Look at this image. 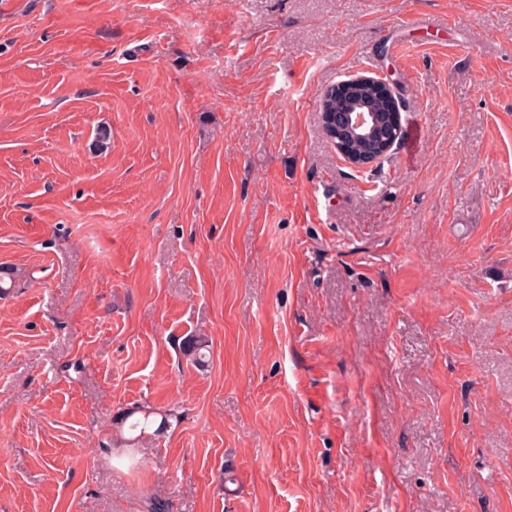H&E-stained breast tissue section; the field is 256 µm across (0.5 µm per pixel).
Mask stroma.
<instances>
[{
    "instance_id": "stroma-1",
    "label": "stroma",
    "mask_w": 512,
    "mask_h": 512,
    "mask_svg": "<svg viewBox=\"0 0 512 512\" xmlns=\"http://www.w3.org/2000/svg\"><path fill=\"white\" fill-rule=\"evenodd\" d=\"M2 263L0 512H512V0H0ZM347 82H371L377 83L381 86L382 97L387 98L392 106L393 112H396L397 118L401 121V113H400V100L397 95V90L393 81L386 78H374L370 76H354L349 79H345L340 81L336 85H332V87L336 86V95H343L345 93V87ZM378 90L376 85H368L359 89L352 97L346 99H337L332 104V110L336 113V111L342 110L349 106H368L373 107L374 105H378ZM328 128L332 130L333 135L335 136L334 138H330V140L334 145H336V142L338 141L336 139L337 133L339 140L342 142V150L347 154L373 153L377 151L382 144L395 137V130L390 126L385 115L379 116L377 124L375 125L371 135L363 139L355 137L341 127H336V124L334 123H331ZM151 414L152 412L143 411L139 407L127 409L118 414L117 421H120L122 425L128 423L129 431L134 433L138 432L135 438H139L144 435L154 423V421L150 419Z\"/></svg>"
}]
</instances>
